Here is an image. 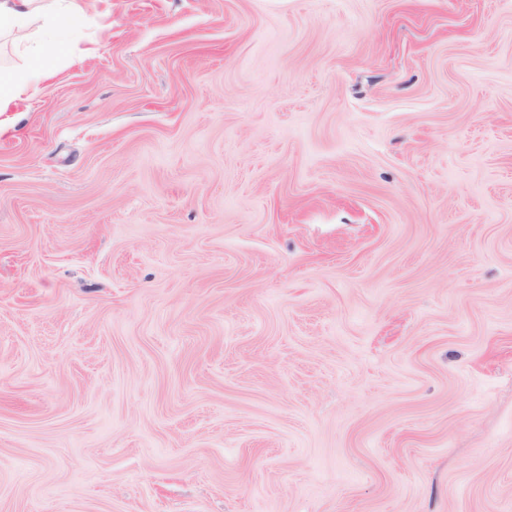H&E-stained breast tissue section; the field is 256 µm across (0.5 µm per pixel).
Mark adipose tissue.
I'll use <instances>...</instances> for the list:
<instances>
[{
    "label": "adipose tissue",
    "mask_w": 512,
    "mask_h": 512,
    "mask_svg": "<svg viewBox=\"0 0 512 512\" xmlns=\"http://www.w3.org/2000/svg\"><path fill=\"white\" fill-rule=\"evenodd\" d=\"M91 0H0V38L22 48L26 66L0 68V117L37 90L49 76L42 58L48 46L67 49L81 23H96Z\"/></svg>",
    "instance_id": "adipose-tissue-1"
}]
</instances>
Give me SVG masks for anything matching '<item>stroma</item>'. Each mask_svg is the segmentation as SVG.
I'll use <instances>...</instances> for the list:
<instances>
[{"instance_id":"1","label":"stroma","mask_w":512,"mask_h":512,"mask_svg":"<svg viewBox=\"0 0 512 512\" xmlns=\"http://www.w3.org/2000/svg\"><path fill=\"white\" fill-rule=\"evenodd\" d=\"M0 133V512H512V0H100Z\"/></svg>"}]
</instances>
